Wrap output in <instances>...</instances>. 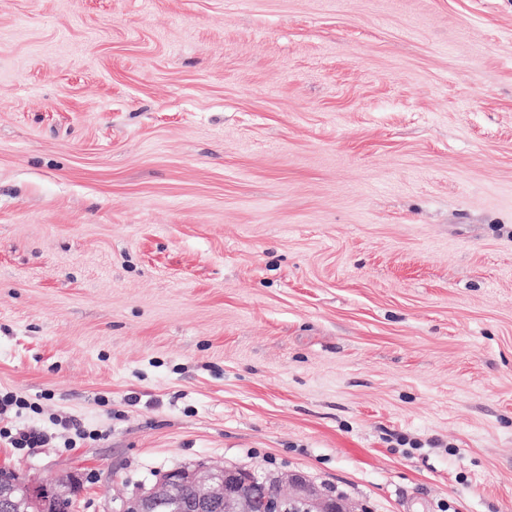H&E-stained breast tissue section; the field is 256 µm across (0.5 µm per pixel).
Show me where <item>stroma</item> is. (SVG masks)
I'll list each match as a JSON object with an SVG mask.
<instances>
[{
	"label": "stroma",
	"mask_w": 512,
	"mask_h": 512,
	"mask_svg": "<svg viewBox=\"0 0 512 512\" xmlns=\"http://www.w3.org/2000/svg\"><path fill=\"white\" fill-rule=\"evenodd\" d=\"M6 393L74 512H512V0H0ZM258 479L252 470L239 466H211L198 463L193 469L178 467L168 470L157 487L132 498L121 499V512H155L161 499L172 498L175 491L189 487V496L176 502L172 512H294L296 502L305 507L302 512H357L356 506L326 490L301 472L271 476L268 481L276 488L271 496L264 490L255 492L250 486ZM157 512H168L158 507Z\"/></svg>",
	"instance_id": "1"
}]
</instances>
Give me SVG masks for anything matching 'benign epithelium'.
<instances>
[{
	"label": "benign epithelium",
	"instance_id": "7a95c632",
	"mask_svg": "<svg viewBox=\"0 0 512 512\" xmlns=\"http://www.w3.org/2000/svg\"><path fill=\"white\" fill-rule=\"evenodd\" d=\"M257 476L239 466H211L205 462L194 468L178 467L164 473L157 487L132 498L121 499L120 512H155L158 502L174 496L186 485L189 496L176 503L172 512H294L300 502L302 512H357L356 506L341 497H334L301 472L283 473L269 478L277 494L271 496L250 489ZM24 487L34 483L17 473L0 479V512L10 508Z\"/></svg>",
	"mask_w": 512,
	"mask_h": 512
}]
</instances>
